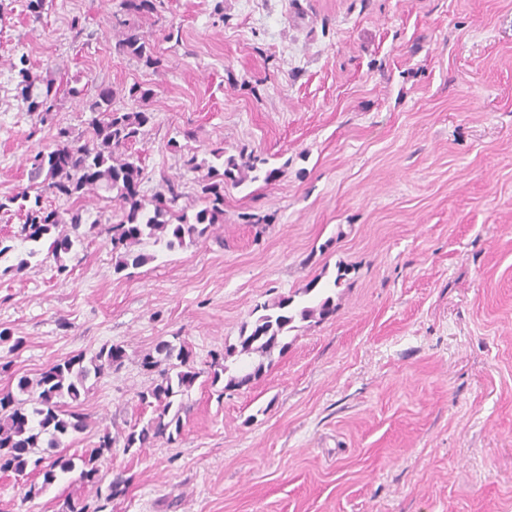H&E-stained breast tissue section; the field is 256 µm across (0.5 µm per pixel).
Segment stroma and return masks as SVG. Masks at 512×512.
<instances>
[{"label": "stroma", "mask_w": 512, "mask_h": 512, "mask_svg": "<svg viewBox=\"0 0 512 512\" xmlns=\"http://www.w3.org/2000/svg\"><path fill=\"white\" fill-rule=\"evenodd\" d=\"M120 0H0V199L29 184L28 159L80 133L97 86L153 89L131 152L154 201L178 181L202 208L200 172L257 156L270 179L224 184L210 236L115 272L105 236L0 273V392L76 354L120 345L90 380L86 431L111 434L98 484L0 472V512H512V0H164L140 19L161 69L119 54ZM176 31L177 40L167 37ZM66 74L73 95L45 123L15 97V64ZM193 131L185 139L184 131ZM350 272L341 286L338 266ZM335 288L336 314L297 322L242 388L211 385L212 353L257 305ZM192 352L174 442L124 450L163 340ZM124 491L109 497L115 476Z\"/></svg>", "instance_id": "stroma-1"}]
</instances>
